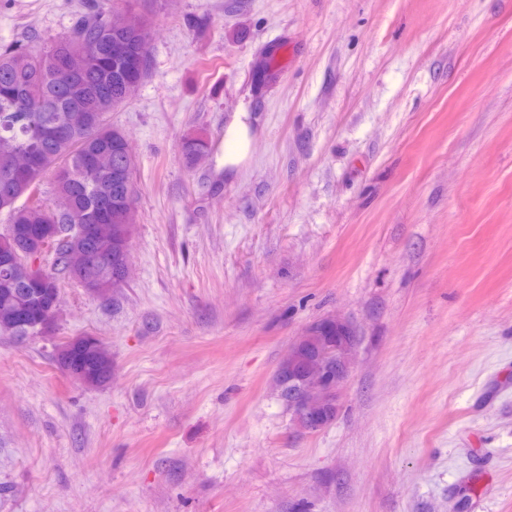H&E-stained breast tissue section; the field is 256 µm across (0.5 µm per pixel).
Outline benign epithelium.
Segmentation results:
<instances>
[{
    "instance_id": "obj_1",
    "label": "benign epithelium",
    "mask_w": 512,
    "mask_h": 512,
    "mask_svg": "<svg viewBox=\"0 0 512 512\" xmlns=\"http://www.w3.org/2000/svg\"><path fill=\"white\" fill-rule=\"evenodd\" d=\"M46 238L39 242L25 259L11 265V272L30 280L45 267L49 256ZM57 314L56 303L48 305L47 313L37 322L27 325L36 335L51 334ZM331 344L329 355L319 363L305 367L307 349L322 344ZM97 352L102 343L94 336H78L68 344L56 348L60 356V368L72 379L85 386L97 385L107 379L112 371V362H104L105 369L86 372L70 365L71 347ZM356 336L350 325L339 316H326L310 323L295 340L277 369V383H288L290 399L288 409L295 427L304 432L322 429L337 415L340 408L342 388L355 360Z\"/></svg>"
}]
</instances>
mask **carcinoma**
Returning <instances> with one entry per match:
<instances>
[{"instance_id":"cac0c4a2","label":"carcinoma","mask_w":512,"mask_h":512,"mask_svg":"<svg viewBox=\"0 0 512 512\" xmlns=\"http://www.w3.org/2000/svg\"><path fill=\"white\" fill-rule=\"evenodd\" d=\"M152 25L146 16L131 25L89 0L63 37L0 46V212H8L11 224L43 229L54 242L46 276L32 286L6 274L4 264L37 243L0 237L1 335H27L22 318L40 312L25 297L35 287L57 290L61 280L78 277L114 292L124 287L114 237L118 225L136 223L134 163L126 158L125 135L108 117L147 76ZM57 57L69 58V69H57ZM208 150L201 135L181 143L188 166ZM91 151L105 155L96 171L83 166ZM48 175L54 194L70 199V212L56 213L41 199ZM22 196L27 202L16 205Z\"/></svg>"}]
</instances>
